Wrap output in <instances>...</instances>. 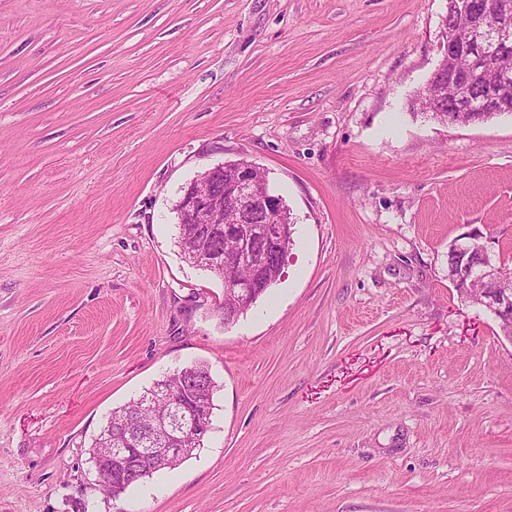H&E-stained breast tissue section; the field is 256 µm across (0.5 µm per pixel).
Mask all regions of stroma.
Segmentation results:
<instances>
[{
    "instance_id": "1",
    "label": "stroma",
    "mask_w": 512,
    "mask_h": 512,
    "mask_svg": "<svg viewBox=\"0 0 512 512\" xmlns=\"http://www.w3.org/2000/svg\"><path fill=\"white\" fill-rule=\"evenodd\" d=\"M447 0H0V512H512V117L411 108ZM244 159L294 222L233 324L175 204ZM203 362V448L120 498L94 437ZM456 247L458 253L462 256L463 262L459 266H448V279L454 285L461 277L481 279L484 282L494 283L497 282L502 276V270L499 266L491 263L487 249L476 241V238L471 236H464L457 239ZM478 251L481 255L476 257L475 265L467 262V257L470 254ZM504 275L502 280L493 286H487L479 283L462 284V288H456L459 294L465 293V288H474L475 297H479L483 293V288H488L487 294L484 296L481 306L489 311L498 319H503L504 315L512 313V271L503 268ZM503 288L510 289V291Z\"/></svg>"
}]
</instances>
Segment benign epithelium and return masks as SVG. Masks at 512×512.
<instances>
[{
    "label": "benign epithelium",
    "instance_id": "1",
    "mask_svg": "<svg viewBox=\"0 0 512 512\" xmlns=\"http://www.w3.org/2000/svg\"><path fill=\"white\" fill-rule=\"evenodd\" d=\"M454 19L464 21L470 31L468 41L455 40L453 24L442 20L443 31L438 45L440 62L452 61L459 56L469 60L468 69L455 83V112H487L508 109L509 92L512 91V72L495 73L491 64L497 56L512 51V3L509 0H453ZM260 168L247 160L235 164L233 179L224 186V166L207 169L187 186L179 201L180 223L197 225L196 233L204 241L203 247L188 257V261L201 267H224V251L220 248L223 238H232L237 250L232 261L251 264L249 257L261 254L266 260L284 264L286 254L281 252L285 229L280 220L281 203L278 196L256 189ZM232 210L237 219L224 223V210ZM270 225V238L261 243L254 240L253 225ZM458 253L466 258L477 252L481 261H466L448 267V279L455 283L462 277L494 283L502 276L500 267L491 263L487 249L476 238L464 236L457 239ZM238 305L253 303L255 281L231 280ZM481 306L496 318L512 313V290L490 288ZM163 402L171 409L181 411L182 424L176 428L165 417L148 433L125 426L122 442L91 458L97 482L112 485V498L120 497L135 475L126 470L127 461L135 459L145 469H155L169 460H184L204 441L210 430L206 418L197 416L184 404L183 394H174L157 388L147 403Z\"/></svg>",
    "mask_w": 512,
    "mask_h": 512
}]
</instances>
